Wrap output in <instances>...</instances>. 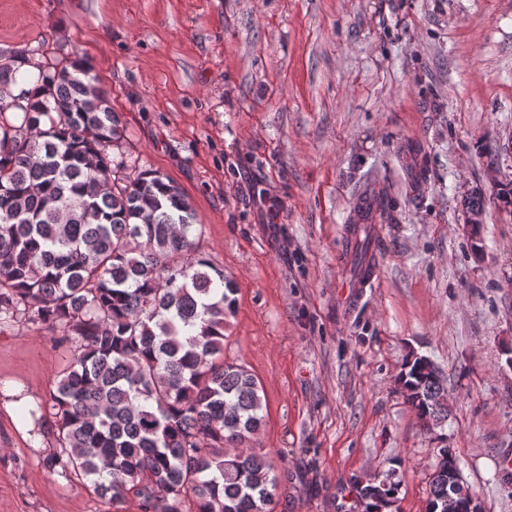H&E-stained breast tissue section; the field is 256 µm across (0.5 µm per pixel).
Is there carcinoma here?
<instances>
[{
  "mask_svg": "<svg viewBox=\"0 0 512 512\" xmlns=\"http://www.w3.org/2000/svg\"><path fill=\"white\" fill-rule=\"evenodd\" d=\"M35 96L0 101V330L24 321L71 345L50 401L43 461L107 504L136 493L144 512H270L277 479L248 447L264 415L258 380L224 361L236 288L197 248L187 197L124 154L118 113L75 54L0 59V88L24 65ZM354 267L372 269L369 230L353 229ZM428 358L406 361V399L427 426L448 419ZM450 448L438 451L426 512L448 501ZM396 492L360 490L366 512Z\"/></svg>",
  "mask_w": 512,
  "mask_h": 512,
  "instance_id": "carcinoma-1",
  "label": "carcinoma"
}]
</instances>
